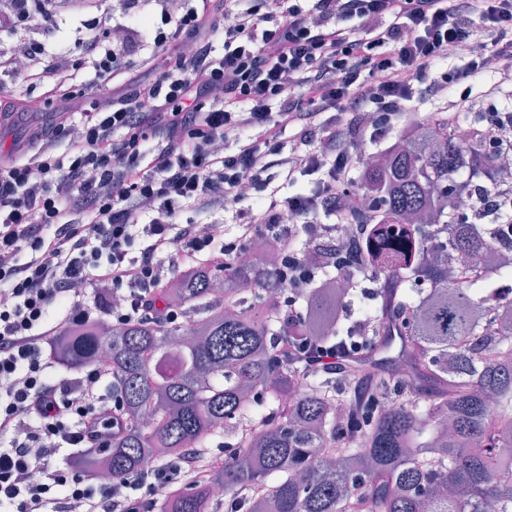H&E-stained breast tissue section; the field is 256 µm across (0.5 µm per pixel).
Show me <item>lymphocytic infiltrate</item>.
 Instances as JSON below:
<instances>
[{
    "instance_id": "lymphocytic-infiltrate-1",
    "label": "lymphocytic infiltrate",
    "mask_w": 512,
    "mask_h": 512,
    "mask_svg": "<svg viewBox=\"0 0 512 512\" xmlns=\"http://www.w3.org/2000/svg\"><path fill=\"white\" fill-rule=\"evenodd\" d=\"M123 2L127 21L86 24L82 65L101 85L145 50L155 79L77 91L88 101L81 114L60 113L52 130H34L27 148L0 158V512H144L143 495L223 468V456L204 466L190 452L116 482L51 466L70 448L109 447L120 421L100 410L109 362L55 380L48 346L151 310L167 257L182 267L220 255L229 270L262 235L282 243L273 279L295 294L321 274L300 240H321L333 267L348 268L317 228L360 214L352 173L365 146L404 127L428 95L457 91L448 107L457 125L474 79L489 77L493 100L498 77L512 74V0H224L218 13L212 0ZM144 5L155 32L139 22ZM35 21L61 28L46 0H0V32ZM476 37L479 48L453 64V48ZM66 67L40 43L0 51V72L19 83ZM275 168L292 193L272 189ZM188 209L238 217L234 238L181 223ZM288 324L284 359L331 374L369 343L362 320L333 344L299 335L296 317ZM36 468L41 479L27 480Z\"/></svg>"
}]
</instances>
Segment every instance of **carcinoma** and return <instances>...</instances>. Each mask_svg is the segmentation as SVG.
<instances>
[{
    "instance_id": "cac0c4a2",
    "label": "carcinoma",
    "mask_w": 512,
    "mask_h": 512,
    "mask_svg": "<svg viewBox=\"0 0 512 512\" xmlns=\"http://www.w3.org/2000/svg\"><path fill=\"white\" fill-rule=\"evenodd\" d=\"M510 149L463 138L429 115L361 168L368 205L359 224L376 226L375 273L403 300L399 313L369 317L384 341L348 359L334 382L279 352L285 300L270 296L266 261L220 276L207 265L178 272L158 297L175 323L146 313L89 325L78 344L58 338L54 354L69 367L91 364L108 343L121 408L111 447L72 463L120 480L149 455L170 460L197 448L205 460L209 439L224 435L234 438L224 470L206 484L178 481L159 512H209L216 484L242 512H512V318L484 307L455 274L460 257L484 268L495 249L494 233L467 206L492 187L512 195L502 190ZM342 300L334 288L312 289L297 309L307 335L345 336ZM397 336L390 375L378 356ZM255 389L264 398L249 395ZM391 391L406 401L376 404ZM241 419L253 426L245 437Z\"/></svg>"
}]
</instances>
